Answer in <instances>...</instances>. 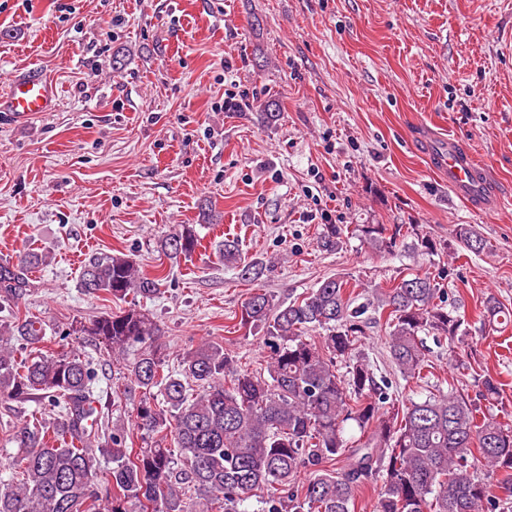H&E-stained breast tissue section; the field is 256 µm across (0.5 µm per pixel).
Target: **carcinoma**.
<instances>
[{"instance_id": "1", "label": "carcinoma", "mask_w": 512, "mask_h": 512, "mask_svg": "<svg viewBox=\"0 0 512 512\" xmlns=\"http://www.w3.org/2000/svg\"><path fill=\"white\" fill-rule=\"evenodd\" d=\"M255 117L268 127L280 113L264 102ZM356 231L377 250L410 236L417 252L442 250L412 224H359ZM455 238L469 252L486 246L470 224L456 225ZM200 246L196 225L180 224L160 249L170 259L190 258ZM216 250L225 264H240L237 240L226 238ZM48 260L32 249L0 258V301L18 305ZM78 286L118 300L131 293L151 299L162 279L124 254H100L84 264ZM350 288L330 278L287 304L265 293L250 297L240 325L263 333L270 355L262 372L238 370L210 340L169 369L155 345L160 327L146 311L131 307L94 319L85 332L142 393L134 427L150 445L139 450L127 447L124 426L109 425L98 411L93 362L45 349L46 322L12 313L0 328V401L38 403L43 416L13 435L22 455L0 481V512H243L239 506L255 490L264 494L265 512H353L369 483L379 484L378 512H508L512 419L486 416L454 387L419 402L399 399L357 351L367 305H354ZM482 307L483 326L498 332L512 324V307L496 297H485ZM375 311L385 316L389 357L406 381L429 379L423 333L448 340L452 361L466 367L455 354L465 319L433 273L382 290ZM319 329L321 340L310 339ZM478 383L484 400L498 399L497 377L487 373ZM350 422L369 431L361 448L348 447ZM348 450L349 468H336ZM102 457L112 463L104 486Z\"/></svg>"}]
</instances>
